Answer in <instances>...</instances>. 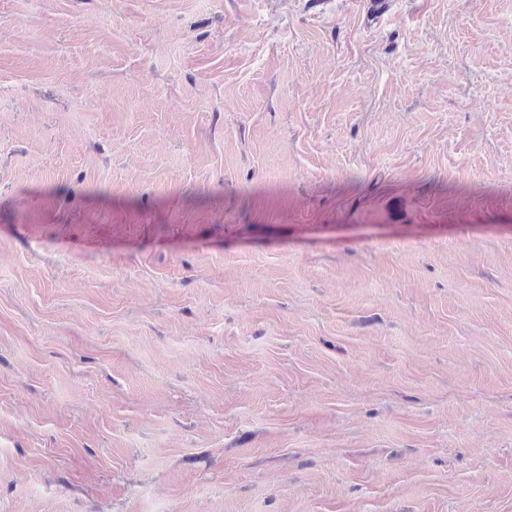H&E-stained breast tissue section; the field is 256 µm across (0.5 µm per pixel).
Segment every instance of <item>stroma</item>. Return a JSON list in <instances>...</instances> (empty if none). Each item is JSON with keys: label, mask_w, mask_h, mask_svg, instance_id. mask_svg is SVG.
<instances>
[{"label": "stroma", "mask_w": 512, "mask_h": 512, "mask_svg": "<svg viewBox=\"0 0 512 512\" xmlns=\"http://www.w3.org/2000/svg\"><path fill=\"white\" fill-rule=\"evenodd\" d=\"M0 512H512V0H0Z\"/></svg>", "instance_id": "1"}]
</instances>
